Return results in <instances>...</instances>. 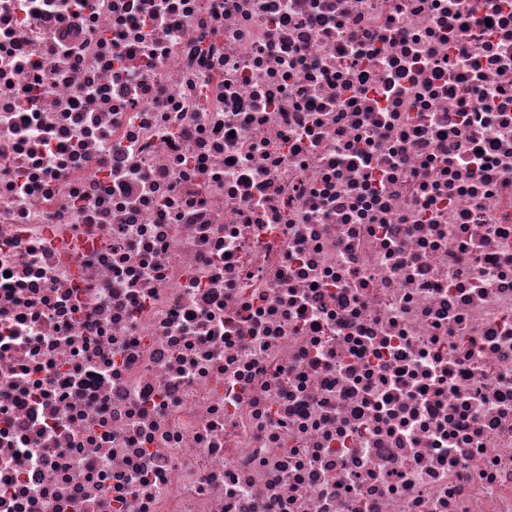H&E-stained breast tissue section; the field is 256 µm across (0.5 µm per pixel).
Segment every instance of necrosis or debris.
I'll list each match as a JSON object with an SVG mask.
<instances>
[{"mask_svg": "<svg viewBox=\"0 0 512 512\" xmlns=\"http://www.w3.org/2000/svg\"><path fill=\"white\" fill-rule=\"evenodd\" d=\"M0 512H512V0H0Z\"/></svg>", "mask_w": 512, "mask_h": 512, "instance_id": "1", "label": "necrosis or debris"}]
</instances>
